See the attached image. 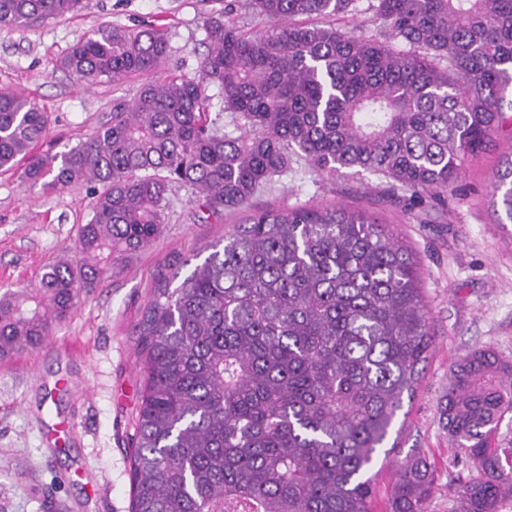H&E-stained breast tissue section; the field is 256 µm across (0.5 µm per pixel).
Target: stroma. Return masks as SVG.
Returning a JSON list of instances; mask_svg holds the SVG:
<instances>
[{
  "instance_id": "stroma-1",
  "label": "stroma",
  "mask_w": 512,
  "mask_h": 512,
  "mask_svg": "<svg viewBox=\"0 0 512 512\" xmlns=\"http://www.w3.org/2000/svg\"><path fill=\"white\" fill-rule=\"evenodd\" d=\"M225 2L89 0L82 11L27 29L0 26V89L34 99L49 113L38 153L65 151L94 136L111 119L113 103L131 100L151 79L143 73L93 85L77 81L60 65L77 39L103 24L152 25L168 40L162 72L190 74L207 50L205 21ZM511 153L506 127L447 192L419 203L386 193L367 173L327 175L305 165L252 202L259 209L336 203L374 214L420 269L434 348L412 400L397 415L398 448L371 466L376 512H387L394 463L406 456H423L432 466L427 512H455L454 487L478 474L451 447L441 402L451 367L468 352L489 348L512 360V224L498 223L491 205L494 175ZM98 190L89 181L51 189L30 183L20 169L0 168V292L36 287L47 266L71 255ZM191 197L188 188L172 190L153 246L82 295L46 345L0 360V512H130L129 445L142 377L134 328L162 278L186 277L246 217L228 211L199 223Z\"/></svg>"
}]
</instances>
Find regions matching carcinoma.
<instances>
[{
  "label": "carcinoma",
  "mask_w": 512,
  "mask_h": 512,
  "mask_svg": "<svg viewBox=\"0 0 512 512\" xmlns=\"http://www.w3.org/2000/svg\"><path fill=\"white\" fill-rule=\"evenodd\" d=\"M354 0H249L266 26L229 10L205 21L191 74L146 83L87 142L35 157L49 113L0 91V168L52 189L101 185L74 255L33 289L0 293V359L44 346L81 291L151 247L169 193L202 214L246 208L293 162L353 169L414 198L436 197L512 125V0H373L378 34L334 22ZM85 0H0V26L27 28ZM403 44L398 49L393 42ZM165 33L101 27L62 61L79 79L156 71ZM222 91L235 133L211 116ZM492 205L512 223V157ZM161 281L141 321L142 380L132 512H373L365 476L433 348L416 263L377 217L342 205L254 209L178 287ZM512 362L491 349L450 372L448 438L479 475L457 512L512 502ZM433 472L397 467L389 512H427Z\"/></svg>",
  "instance_id": "carcinoma-1"
}]
</instances>
